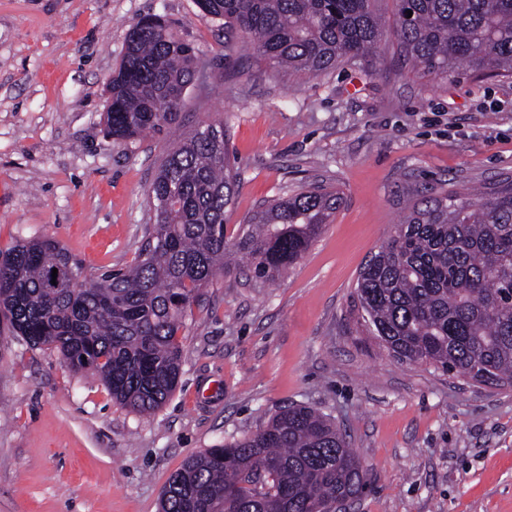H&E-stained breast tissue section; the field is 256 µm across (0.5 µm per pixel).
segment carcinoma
Segmentation results:
<instances>
[{
    "instance_id": "1",
    "label": "carcinoma",
    "mask_w": 512,
    "mask_h": 512,
    "mask_svg": "<svg viewBox=\"0 0 512 512\" xmlns=\"http://www.w3.org/2000/svg\"><path fill=\"white\" fill-rule=\"evenodd\" d=\"M196 3L223 22L227 51L246 43L271 68L312 77L372 54L385 31L375 0ZM393 33L423 74H512V0H396ZM196 65V48L166 23L138 22L107 85L106 134L127 141L178 124ZM236 180L224 125L205 123L158 166L149 187L153 247L126 271L86 278L51 239L0 252V308L13 331L98 375L118 403L155 412L177 385L178 332L201 290L223 271L277 279L341 202L321 185L304 187L261 205L230 240L224 211ZM54 268L59 288L49 287ZM355 295L397 362L511 386L512 175L470 197L442 187L410 203L361 269ZM368 478L328 415L292 405L256 432L189 457L165 485L161 512H330Z\"/></svg>"
}]
</instances>
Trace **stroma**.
Wrapping results in <instances>:
<instances>
[{"label":"stroma","mask_w":512,"mask_h":512,"mask_svg":"<svg viewBox=\"0 0 512 512\" xmlns=\"http://www.w3.org/2000/svg\"><path fill=\"white\" fill-rule=\"evenodd\" d=\"M148 15L199 47L201 72L177 132L120 143L103 131L106 85ZM206 122L237 159L227 235L315 181L339 209L275 282L220 273L203 288L178 385L147 416L0 313V512H159L188 457L289 405L329 415L369 466L349 512H512V387L397 363L354 293L410 190L512 173V75L425 76L389 34L370 61L312 78L225 51L195 0H0V250L51 238L87 275L134 264L156 166Z\"/></svg>","instance_id":"1"}]
</instances>
